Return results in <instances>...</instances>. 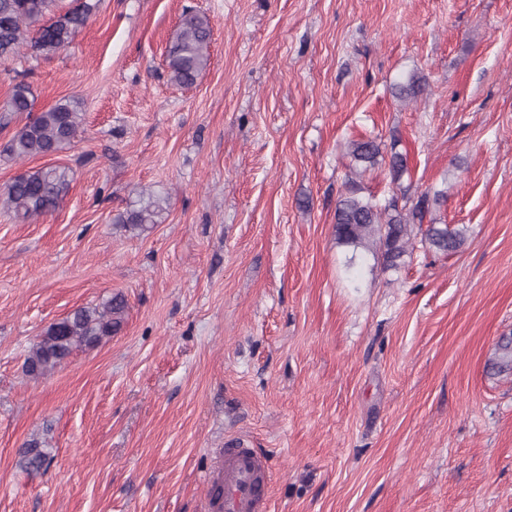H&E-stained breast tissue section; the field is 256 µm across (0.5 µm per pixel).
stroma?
I'll return each instance as SVG.
<instances>
[{
  "mask_svg": "<svg viewBox=\"0 0 512 512\" xmlns=\"http://www.w3.org/2000/svg\"><path fill=\"white\" fill-rule=\"evenodd\" d=\"M188 9L210 58L179 87ZM19 82L84 122L24 161L3 155L24 117L0 128V189L70 179L50 215L0 204V512H209L234 437L268 457L269 512H512V376L487 368L512 335V0H100L64 49L0 59V110ZM368 138L408 171L365 192L445 191L429 216L466 228L460 251L416 231L387 269L337 244ZM151 199L146 231L114 223ZM117 293L118 334L26 375L51 323ZM208 19L194 12L182 14L178 31L166 54L170 81L181 87L195 83L207 66L211 43ZM426 78L417 72L409 73L397 86V96L401 100L417 98L426 89Z\"/></svg>",
  "mask_w": 512,
  "mask_h": 512,
  "instance_id": "stroma-1",
  "label": "stroma"
}]
</instances>
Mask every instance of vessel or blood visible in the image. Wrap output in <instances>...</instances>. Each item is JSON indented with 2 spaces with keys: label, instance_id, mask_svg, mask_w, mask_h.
<instances>
[{
  "label": "vessel or blood",
  "instance_id": "b4317fda",
  "mask_svg": "<svg viewBox=\"0 0 512 512\" xmlns=\"http://www.w3.org/2000/svg\"><path fill=\"white\" fill-rule=\"evenodd\" d=\"M211 486V512H266L269 465L264 455L243 442L226 444L216 471L204 476Z\"/></svg>",
  "mask_w": 512,
  "mask_h": 512
}]
</instances>
